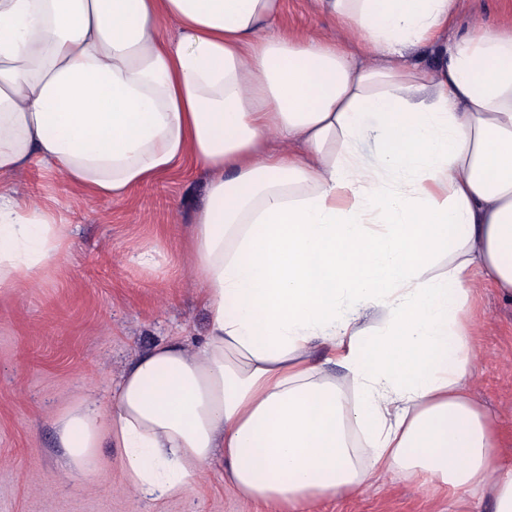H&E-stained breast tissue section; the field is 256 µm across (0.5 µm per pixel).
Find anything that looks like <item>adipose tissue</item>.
<instances>
[{
  "instance_id": "1",
  "label": "adipose tissue",
  "mask_w": 512,
  "mask_h": 512,
  "mask_svg": "<svg viewBox=\"0 0 512 512\" xmlns=\"http://www.w3.org/2000/svg\"><path fill=\"white\" fill-rule=\"evenodd\" d=\"M313 4L384 64L277 31L284 0H0V176L36 160L118 200L189 160L211 173L187 244L206 336L72 404L65 463L121 449L124 487L156 501L224 464L289 512L385 473L512 512L498 418L465 385L481 290L512 294V30L449 37L458 0ZM427 45L434 66L405 64ZM69 247L0 188L1 288Z\"/></svg>"
}]
</instances>
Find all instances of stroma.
<instances>
[{
  "instance_id": "stroma-1",
  "label": "stroma",
  "mask_w": 512,
  "mask_h": 512,
  "mask_svg": "<svg viewBox=\"0 0 512 512\" xmlns=\"http://www.w3.org/2000/svg\"><path fill=\"white\" fill-rule=\"evenodd\" d=\"M474 23L492 30L512 23V0H459L457 33ZM282 25L348 39L366 61L376 60L359 35H343L311 0H285ZM209 178L187 162L123 201L83 196L37 162L13 178L18 195L56 210L71 244L38 286L0 288V512H285L242 499L216 466L186 495L139 502L121 483L120 449H102L98 474L83 476L67 472L57 445L55 421L75 401L106 403L136 357L205 336L207 313L180 240L207 199ZM143 251L150 264L137 262ZM476 316L483 351L468 382L498 413L502 456L512 463V298L485 289ZM306 512H493V505L388 474L360 495L315 502Z\"/></svg>"
}]
</instances>
